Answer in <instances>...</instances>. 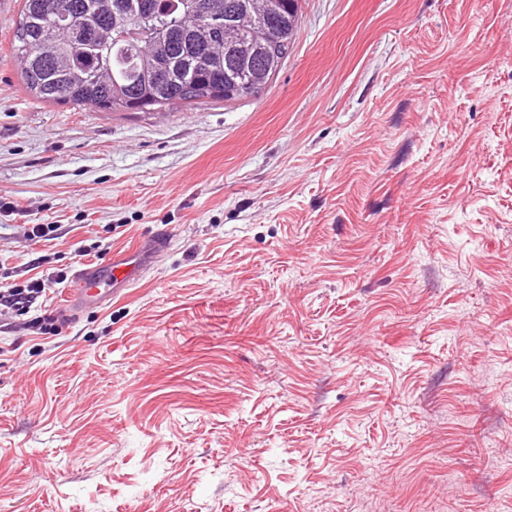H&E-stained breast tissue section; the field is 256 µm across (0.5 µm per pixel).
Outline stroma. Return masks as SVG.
Listing matches in <instances>:
<instances>
[{
  "mask_svg": "<svg viewBox=\"0 0 512 512\" xmlns=\"http://www.w3.org/2000/svg\"><path fill=\"white\" fill-rule=\"evenodd\" d=\"M300 4L258 96L142 113L29 97L0 0V268L52 280L0 316V512H512V0ZM167 237L157 234L149 244L135 246L115 255L107 266L100 267L93 263H81L74 274L62 314L66 318L76 315L82 308L91 304L109 301L120 288L118 284H128L141 271L150 253L155 256L166 247Z\"/></svg>",
  "mask_w": 512,
  "mask_h": 512,
  "instance_id": "stroma-1",
  "label": "stroma"
}]
</instances>
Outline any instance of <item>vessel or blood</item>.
<instances>
[{"instance_id": "obj_1", "label": "vessel or blood", "mask_w": 512, "mask_h": 512, "mask_svg": "<svg viewBox=\"0 0 512 512\" xmlns=\"http://www.w3.org/2000/svg\"><path fill=\"white\" fill-rule=\"evenodd\" d=\"M165 246L166 237L159 234L150 243L136 244L115 255L107 266L81 264L74 274L73 284L63 305V316L69 318L88 305L109 301L116 293V285L133 281L147 257L161 252Z\"/></svg>"}]
</instances>
